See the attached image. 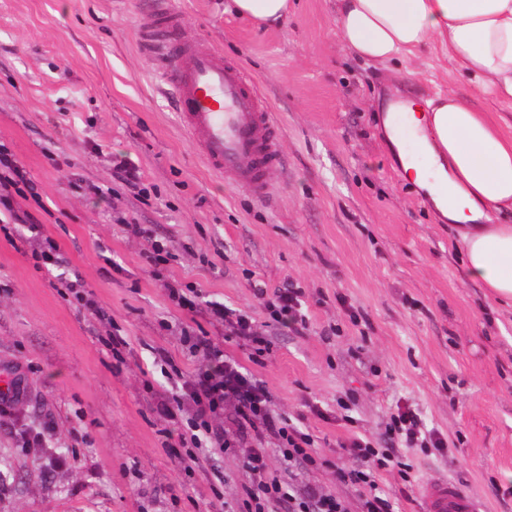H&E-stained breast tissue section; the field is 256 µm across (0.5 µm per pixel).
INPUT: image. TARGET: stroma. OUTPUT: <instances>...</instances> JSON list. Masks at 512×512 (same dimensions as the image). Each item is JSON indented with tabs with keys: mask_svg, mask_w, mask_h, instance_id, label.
Masks as SVG:
<instances>
[{
	"mask_svg": "<svg viewBox=\"0 0 512 512\" xmlns=\"http://www.w3.org/2000/svg\"><path fill=\"white\" fill-rule=\"evenodd\" d=\"M224 2L170 0L181 37L240 62L271 106L285 163L261 201L206 167L141 50L154 0H0V146L24 165L36 197L23 207L67 276L108 314L54 287L28 235L0 223V375L24 385L0 422V512H237L241 453L184 470L154 411L174 370L198 363L180 340L194 321L267 384L277 411L303 418L325 459L352 438L384 447L390 414L416 409L444 445L399 448L408 479L379 472L398 512H423L421 484L442 478L486 512H512V304L468 275L458 228L405 178L385 129L390 104L439 91L511 133L512 106L431 47L403 65L356 56L336 36V0H293L269 29ZM124 159L148 196L117 180ZM135 224L168 246L183 285L256 324L270 315L254 286L298 283L308 331L272 330L270 352L250 360L223 326L167 299ZM112 332L129 340L117 357L101 342ZM47 420L44 445L28 444Z\"/></svg>",
	"mask_w": 512,
	"mask_h": 512,
	"instance_id": "stroma-1",
	"label": "stroma"
}]
</instances>
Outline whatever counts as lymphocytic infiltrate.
Here are the masks:
<instances>
[{"instance_id": "1", "label": "lymphocytic infiltrate", "mask_w": 512, "mask_h": 512, "mask_svg": "<svg viewBox=\"0 0 512 512\" xmlns=\"http://www.w3.org/2000/svg\"><path fill=\"white\" fill-rule=\"evenodd\" d=\"M27 172L23 166L0 155V222L35 225V217L15 207V197L25 194ZM136 234L148 243L144 253L155 280L182 309H193L194 302L178 280L166 269L167 250L155 240L150 229L136 227ZM255 295L269 310L275 326L296 334L309 328L305 293L294 282L267 292L256 288ZM209 318L222 324L227 338L243 342L252 354L269 352L271 340L246 312L233 306L211 302ZM182 341L199 362L195 369L180 375L176 392L160 393L157 414L170 422V438L176 439L185 453L184 468L202 467L212 453L240 449L245 480L241 485V512H349L346 502L324 488L299 481L297 476L282 477L270 470L266 443L274 439L289 466L306 470L324 465L313 448L314 440L302 425L274 408V397L267 385L256 378L236 357L225 354L220 345L193 327L182 330ZM387 444L403 442L408 448H439L438 432L426 430L414 409L400 406L386 426ZM346 457L334 463L337 481L359 492V512H395L392 498L379 486L378 474L392 463L386 451L359 438L344 447Z\"/></svg>"}]
</instances>
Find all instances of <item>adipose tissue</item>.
Masks as SVG:
<instances>
[{
    "label": "adipose tissue",
    "mask_w": 512,
    "mask_h": 512,
    "mask_svg": "<svg viewBox=\"0 0 512 512\" xmlns=\"http://www.w3.org/2000/svg\"><path fill=\"white\" fill-rule=\"evenodd\" d=\"M336 35L377 63L406 59L439 44L451 70L512 105V0H336ZM289 0H231L243 20L272 25ZM391 140L409 139L423 154L405 176L461 230L465 263L500 301L512 302V225L495 214L512 208V136L456 95L409 102Z\"/></svg>",
    "instance_id": "adipose-tissue-1"
}]
</instances>
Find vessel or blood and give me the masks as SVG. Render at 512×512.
I'll return each instance as SVG.
<instances>
[{
    "instance_id": "b4317fda",
    "label": "vessel or blood",
    "mask_w": 512,
    "mask_h": 512,
    "mask_svg": "<svg viewBox=\"0 0 512 512\" xmlns=\"http://www.w3.org/2000/svg\"><path fill=\"white\" fill-rule=\"evenodd\" d=\"M169 0H156L155 21L139 40L171 88L175 109L211 170L253 197L270 188L282 163L280 130L250 74L209 45L182 40ZM425 512H484L463 485L442 479L422 486Z\"/></svg>"
}]
</instances>
